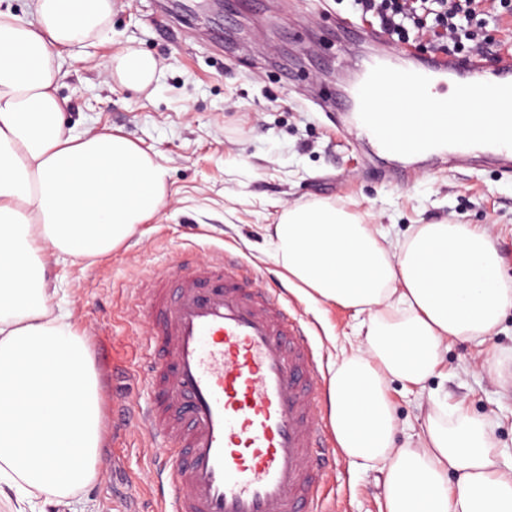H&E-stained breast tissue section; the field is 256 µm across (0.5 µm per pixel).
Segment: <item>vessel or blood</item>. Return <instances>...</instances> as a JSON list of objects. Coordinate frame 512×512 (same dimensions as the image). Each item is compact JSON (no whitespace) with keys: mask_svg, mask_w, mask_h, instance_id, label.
I'll return each instance as SVG.
<instances>
[{"mask_svg":"<svg viewBox=\"0 0 512 512\" xmlns=\"http://www.w3.org/2000/svg\"><path fill=\"white\" fill-rule=\"evenodd\" d=\"M414 70L441 84L512 83L431 53ZM449 167L512 170V148L443 149ZM148 328L137 421L156 460L155 512H320L334 450L321 415L323 363L281 288L256 285L232 249L184 257L138 290Z\"/></svg>","mask_w":512,"mask_h":512,"instance_id":"1","label":"vessel or blood"}]
</instances>
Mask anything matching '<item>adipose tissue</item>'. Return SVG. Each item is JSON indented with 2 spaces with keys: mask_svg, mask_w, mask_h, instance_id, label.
<instances>
[{
  "mask_svg": "<svg viewBox=\"0 0 512 512\" xmlns=\"http://www.w3.org/2000/svg\"><path fill=\"white\" fill-rule=\"evenodd\" d=\"M116 0H34L35 23L0 11V497L9 512L44 499L78 512L99 475L101 380L47 269L51 257L108 253L157 214L167 172L134 141L67 127L58 58L106 38ZM157 60L128 49L109 80L140 92ZM273 257L300 297L358 316V347L336 363L328 402L336 441L386 471V512H512V474L486 424L461 405L429 419L420 448L394 445L387 396L431 374L442 348L479 339L512 307L491 233L422 224L404 240L335 204L284 211Z\"/></svg>",
  "mask_w": 512,
  "mask_h": 512,
  "instance_id": "adipose-tissue-1",
  "label": "adipose tissue"
}]
</instances>
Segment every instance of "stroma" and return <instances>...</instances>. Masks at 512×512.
<instances>
[{
    "mask_svg": "<svg viewBox=\"0 0 512 512\" xmlns=\"http://www.w3.org/2000/svg\"><path fill=\"white\" fill-rule=\"evenodd\" d=\"M491 37L482 64L512 66V14L485 16ZM370 28L348 0H117L107 39L82 60L64 58L58 93L68 126L126 136L168 171L161 212L106 255L54 265L72 301V321L102 375L106 433L98 479L79 494L84 512H153L150 471L156 448L132 425L112 431V410L144 399L138 376L139 280L185 255L229 247L261 280H280L268 225L295 203L326 201L404 239L440 221L491 231L512 279V175L489 169L417 168L391 184L381 163L342 113L321 102L343 88L350 61L372 43L344 35ZM155 57L160 73L141 93L104 75L112 55ZM326 364L356 340L350 310L290 295ZM498 363L500 375L480 369ZM397 446L419 447L429 416L462 404L486 422L512 455V309L482 340H456L423 386L392 382ZM381 465L336 455L322 512H385Z\"/></svg>",
    "mask_w": 512,
    "mask_h": 512,
    "instance_id": "obj_1",
    "label": "stroma"
}]
</instances>
